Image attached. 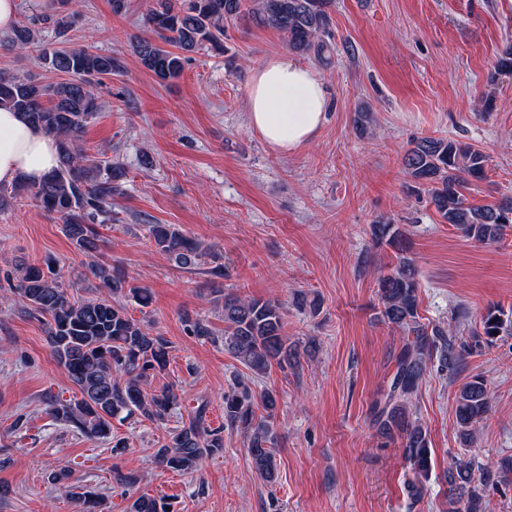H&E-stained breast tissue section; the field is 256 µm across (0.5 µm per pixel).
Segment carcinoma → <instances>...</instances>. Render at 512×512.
<instances>
[{
    "label": "carcinoma",
    "mask_w": 512,
    "mask_h": 512,
    "mask_svg": "<svg viewBox=\"0 0 512 512\" xmlns=\"http://www.w3.org/2000/svg\"><path fill=\"white\" fill-rule=\"evenodd\" d=\"M143 24L144 36L131 38L141 66L162 82L181 77L187 55L200 50L227 51L225 25L246 22L280 32L288 51L312 57L319 64H332L335 46L327 36L332 24L334 0H150ZM67 0H48L45 10L18 22L5 41L12 48L40 46V26L52 29L60 48L42 49L41 64L63 76L56 83L42 84L28 75L0 73V108L21 113L33 125L52 134L58 144V165L37 183L23 179L10 193L0 189V210L7 196H31L49 214L59 217L74 248L90 259L89 273L108 290L74 299L63 286L56 262L49 257L44 266L23 264L16 274L6 275L10 290L26 303L30 313L44 320L48 345L57 364L77 387L78 395L56 399L50 413L54 420L82 434L108 441L113 456L128 451V442L112 437V419L141 416L163 424L180 408V395L168 386L152 387L166 370L172 343L153 327L132 318L124 296L142 307L150 304L149 291L134 284L118 266H108L96 257L100 235L97 226L112 221V197L119 193L125 169L118 163L101 165L82 147L87 125L96 118L100 105L91 93L92 81L121 69L120 60L89 48L67 45L70 15L61 10ZM494 71L512 73V43L499 54ZM372 111L356 110L354 124L363 134L371 131ZM488 156L480 149L448 138L421 137L411 143L402 165L411 178L408 192L424 190L442 220L464 237L482 244L496 243L512 231V198L493 205L476 206L466 196L468 185L486 178ZM150 241L177 266L192 269L208 256L201 243L171 224H151ZM378 241L396 243L401 236L389 220L372 225ZM378 291L385 322L403 330L407 340L396 355L394 374L384 402L374 408V423L382 430L398 432L403 453L411 465L407 495L417 503L431 473V451L422 425L409 421V403L417 396L433 354L448 370L460 365L465 345L451 328L428 326L419 321L417 271L412 260L401 257L391 272L379 277ZM224 312V346L257 377L274 365L284 367L297 359V349L285 331V308L277 299H256L226 292L215 299ZM188 334L214 340L216 331L203 318L184 319ZM512 332V317L501 309H490L472 330L475 343L491 344ZM487 381L476 376L455 395L458 436L464 445L477 441L481 425L492 406ZM278 400L270 392L255 394L245 383L224 394V423L247 434V449L254 470L274 481L277 433L271 420ZM266 415L256 418L255 408ZM224 452V428L205 423V409L188 422L170 430L168 440L156 449V463L178 472L198 469L203 458ZM477 463L459 458L448 469L450 490L446 512H485L483 497L473 485ZM73 470L63 463L51 476L53 485L64 490L86 512H104L107 498L72 482ZM128 512H173L166 499L138 494Z\"/></svg>",
    "instance_id": "1"
}]
</instances>
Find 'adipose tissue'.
Wrapping results in <instances>:
<instances>
[{
    "label": "adipose tissue",
    "mask_w": 512,
    "mask_h": 512,
    "mask_svg": "<svg viewBox=\"0 0 512 512\" xmlns=\"http://www.w3.org/2000/svg\"><path fill=\"white\" fill-rule=\"evenodd\" d=\"M326 90L308 67L272 57L253 73L248 120L281 153L313 139L325 122ZM57 164V143L19 113L0 108V185L18 177L40 181Z\"/></svg>",
    "instance_id": "obj_1"
}]
</instances>
